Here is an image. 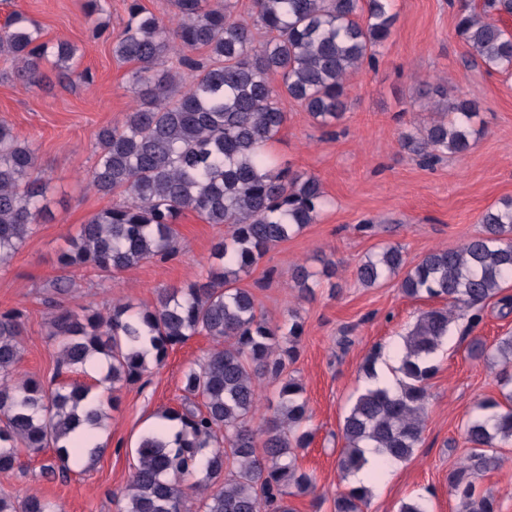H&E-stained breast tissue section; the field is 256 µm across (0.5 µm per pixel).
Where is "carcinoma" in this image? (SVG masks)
Masks as SVG:
<instances>
[{
	"mask_svg": "<svg viewBox=\"0 0 512 512\" xmlns=\"http://www.w3.org/2000/svg\"><path fill=\"white\" fill-rule=\"evenodd\" d=\"M252 15L234 12L232 0H172L173 20L164 22L131 0L113 55L136 68L131 84L137 101L124 120L96 132L98 155L85 174L87 185L116 201L80 225L57 258L59 274L44 284L53 308L49 336L58 343V373L82 366L93 352L109 360L105 380L112 389L139 381L146 362L139 342L147 337L155 362L169 348L196 335L216 346L185 372L184 402L162 417L181 425L174 442L155 432L135 448L137 464L119 512H193L186 487L200 495L201 512H294L288 497L313 491L312 475L298 464V450L312 435L302 385L285 380L277 410L255 429L260 383L283 370L302 333L297 322L281 332L257 313L253 294L236 283L275 245L316 221L325 202L313 174L282 166L267 152L286 114L287 96L322 127L340 120L348 106V82L390 37L395 22L391 0H253ZM512 14V0H484L483 13L464 5L456 33L468 48L467 64L512 74V32L498 18ZM267 39L258 43L255 33ZM207 51L199 62L191 56ZM16 62L14 78L32 86L43 81L42 65L54 57L58 74L75 71V47L50 43L42 29L15 13L0 29V55ZM280 76V86L270 76ZM436 117L401 137L416 156L435 163L466 153L481 130L472 126L477 105L465 95L447 97L436 86ZM47 182L30 147L0 123V265L9 261L46 216ZM192 212L208 224H223L213 255L224 266L184 287L161 290L151 305L131 312L112 302L101 310L64 305L75 291L71 275L85 269L110 277L144 260L166 261L179 252L178 225ZM482 233L454 249H438L408 267L397 246L368 256L357 280L374 287L393 276L411 298L445 302L421 312L404 337L398 393L366 388L343 418L344 447L337 466L345 474L366 460L368 442L390 462L411 457L420 443L428 401L432 354L448 336L455 312L475 309L512 281V198L480 217ZM313 273L298 265L291 287L311 293ZM24 314L0 311V471L20 464V453L56 450L60 467L82 457L83 446L62 441L84 425L99 428L105 407L117 397L79 410L91 386L47 385L13 379L22 359ZM472 351L496 369L500 399L478 402L464 423L470 452L448 473L459 512H496V499L481 490V473L499 466L496 449L512 444V336L488 345L475 338ZM192 484H187V481ZM368 491L353 488L336 497L334 512H364ZM38 496L21 506L0 497V512H57Z\"/></svg>",
	"mask_w": 512,
	"mask_h": 512,
	"instance_id": "carcinoma-1",
	"label": "carcinoma"
}]
</instances>
